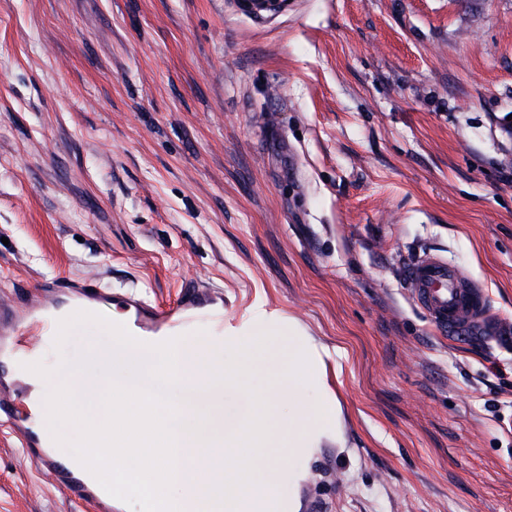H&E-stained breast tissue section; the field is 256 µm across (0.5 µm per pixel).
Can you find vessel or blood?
Returning a JSON list of instances; mask_svg holds the SVG:
<instances>
[{
    "mask_svg": "<svg viewBox=\"0 0 512 512\" xmlns=\"http://www.w3.org/2000/svg\"><path fill=\"white\" fill-rule=\"evenodd\" d=\"M402 280L410 297L436 327L458 336L490 332L494 322L481 291L447 256L426 252L408 263ZM75 298L77 309L100 313L107 302L96 281L62 278L40 281L34 293L0 301V360L36 358L47 351L57 332L52 308L57 298ZM123 324L139 341L160 343L189 333H224V296L215 289L186 285L179 300L159 308L137 295L121 299ZM32 389L25 384H0V420L17 426L21 446L40 469L51 475L73 501L92 504L96 512H112L114 499L91 481L76 460L55 455L48 435L29 401Z\"/></svg>",
    "mask_w": 512,
    "mask_h": 512,
    "instance_id": "obj_1",
    "label": "vessel or blood"
}]
</instances>
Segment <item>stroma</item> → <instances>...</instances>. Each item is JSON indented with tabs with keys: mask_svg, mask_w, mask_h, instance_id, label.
<instances>
[{
	"mask_svg": "<svg viewBox=\"0 0 512 512\" xmlns=\"http://www.w3.org/2000/svg\"><path fill=\"white\" fill-rule=\"evenodd\" d=\"M431 249L495 335L410 299ZM55 277L295 326L296 512H512V0H0V298ZM0 512H87L5 425Z\"/></svg>",
	"mask_w": 512,
	"mask_h": 512,
	"instance_id": "1",
	"label": "stroma"
}]
</instances>
